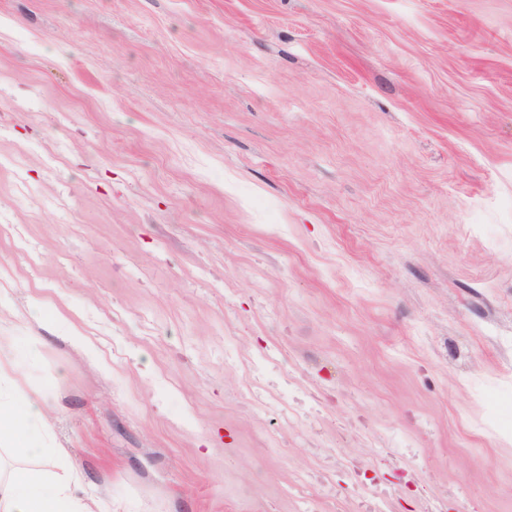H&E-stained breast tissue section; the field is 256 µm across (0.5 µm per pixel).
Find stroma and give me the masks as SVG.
Listing matches in <instances>:
<instances>
[{"label": "stroma", "instance_id": "1", "mask_svg": "<svg viewBox=\"0 0 512 512\" xmlns=\"http://www.w3.org/2000/svg\"><path fill=\"white\" fill-rule=\"evenodd\" d=\"M0 115V391L87 495L512 512V0H0ZM395 487L377 485L359 497L358 512H387Z\"/></svg>", "mask_w": 512, "mask_h": 512}]
</instances>
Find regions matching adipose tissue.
Here are the masks:
<instances>
[{"mask_svg": "<svg viewBox=\"0 0 512 512\" xmlns=\"http://www.w3.org/2000/svg\"><path fill=\"white\" fill-rule=\"evenodd\" d=\"M49 407L19 390L0 398V443L18 456L40 458L48 452ZM79 478L59 479L15 469L0 473V512H89L80 496Z\"/></svg>", "mask_w": 512, "mask_h": 512, "instance_id": "obj_1", "label": "adipose tissue"}]
</instances>
